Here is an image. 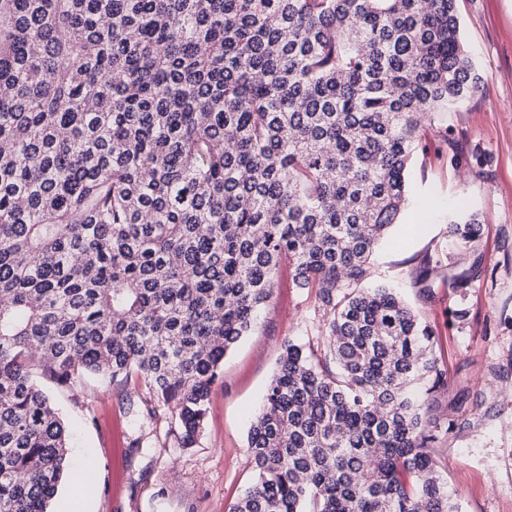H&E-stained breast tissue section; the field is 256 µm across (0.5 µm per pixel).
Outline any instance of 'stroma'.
I'll return each mask as SVG.
<instances>
[{
  "label": "stroma",
  "instance_id": "stroma-1",
  "mask_svg": "<svg viewBox=\"0 0 512 512\" xmlns=\"http://www.w3.org/2000/svg\"><path fill=\"white\" fill-rule=\"evenodd\" d=\"M456 9L481 87L424 120L409 169L407 221L381 241L363 285L395 288L433 332L448 375L435 413L457 424L437 443L436 459L460 512H512V0H456ZM450 137L463 150L488 154L490 167H452ZM460 212L477 214L485 226L478 253L448 234L449 217ZM436 255L460 268L480 259L479 275L453 290L433 272L434 288L422 295L416 277L426 257ZM460 310L467 313L461 320ZM323 332L313 292L281 271L256 327L225 356L205 424L189 447L179 442L173 409L142 416L145 389L136 382L85 377L61 385L35 373L68 427L76 467L95 474L80 488L65 479L53 512H62L75 490L83 512H226L252 481L247 433L283 344L314 345ZM115 422L124 443V480L117 489L104 436Z\"/></svg>",
  "mask_w": 512,
  "mask_h": 512
}]
</instances>
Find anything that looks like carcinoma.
Wrapping results in <instances>:
<instances>
[{
    "label": "carcinoma",
    "mask_w": 512,
    "mask_h": 512,
    "mask_svg": "<svg viewBox=\"0 0 512 512\" xmlns=\"http://www.w3.org/2000/svg\"><path fill=\"white\" fill-rule=\"evenodd\" d=\"M455 2L0 0V512H50L70 467L34 367L141 381L190 446L285 265L325 340L284 343L228 512H458L434 336L360 287L422 115L480 88Z\"/></svg>",
    "instance_id": "obj_1"
}]
</instances>
